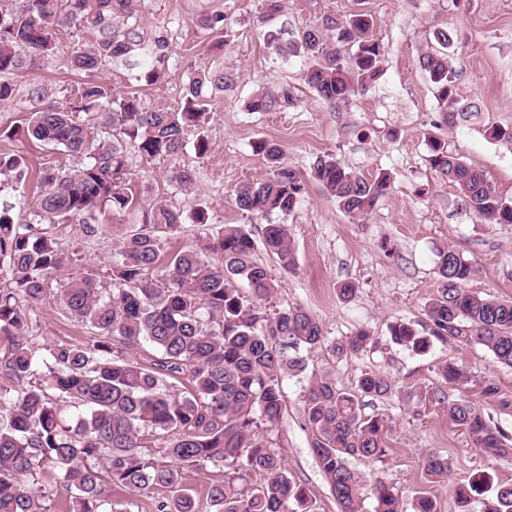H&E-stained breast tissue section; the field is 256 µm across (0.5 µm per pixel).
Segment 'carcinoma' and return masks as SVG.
I'll return each instance as SVG.
<instances>
[{"label": "carcinoma", "instance_id": "obj_1", "mask_svg": "<svg viewBox=\"0 0 512 512\" xmlns=\"http://www.w3.org/2000/svg\"><path fill=\"white\" fill-rule=\"evenodd\" d=\"M14 8L0 3V75L32 69L39 57L59 52L55 34L73 28L93 35L63 66L93 74L112 64L147 61L134 79L158 82L168 60V41L160 33H140L138 0H21ZM283 0H262L259 23L272 49L283 59L305 62L304 82L330 106L349 100L355 89L382 77L385 50L374 36L367 13L327 14L284 43L274 30ZM437 46L419 56L420 67L436 88L441 123L452 128L465 108L456 93V74L447 49L453 36L435 31ZM355 51L344 56L343 47ZM233 84L224 70L191 77L178 112L146 108L135 96L93 79L75 91L69 107L46 106L47 89L28 92L29 138L47 143L78 161L50 168L41 176L30 219L13 220L24 203L0 200V512H50L48 477L70 494V512H116L112 490H151L156 512H198L183 486V475L210 465L224 467V480L207 489L214 512H319L308 489L288 472L269 435L286 408L285 377L307 376L304 420L311 447L329 480L339 512H365L363 490L370 487L372 512H404L397 488L381 479L367 483L353 459L380 461L387 455V419L363 412L364 398H384L392 385L383 374L362 373L356 389L344 390L330 374H307L305 353L326 349L333 356L357 354L374 344L361 330L349 340L330 341L318 318L293 305L274 313L265 303L276 285L255 259L258 249L285 270L297 264L286 224H267L256 239L243 225L215 228L199 244L164 254V241L186 222L211 227L208 208L186 212L157 202L141 211L112 254L113 279L106 288L93 274L69 277L58 288L60 304L74 320L96 333L92 345L56 343L47 354L27 338L22 304L34 306L71 261L69 246L50 231L55 224H79L94 236L97 215L123 217L137 210L127 180L129 155L149 161L186 151L187 129L197 158L207 156L208 96ZM291 104L288 94L262 93L249 108L270 112ZM252 148L264 160V174L239 184L236 207L253 219L272 212L285 216L299 205L305 184L282 162L281 147L257 140ZM431 167L454 185L476 216L512 224V200L501 196L485 174L431 142ZM25 158L0 154V179L26 178ZM311 177L352 219L370 214L392 190L386 173L366 177L333 157L323 156ZM170 182L188 194L196 171L179 167ZM164 266L163 277L154 271ZM436 292L423 306L419 324L390 326L392 338L414 350L437 341L450 347L481 345L496 363L512 368V299L482 295L467 288L473 264L454 247L436 249ZM245 282L252 298L237 288ZM145 343L156 351L139 362L134 351ZM442 385L431 402L448 421L465 429L487 457L512 456V436L473 402L457 395L471 381L468 370L450 359L437 367ZM186 376L181 391L174 382ZM431 483L448 479V459L437 452L424 458ZM259 480L252 483L248 476ZM458 512H512V481L493 482L482 472L456 488Z\"/></svg>", "mask_w": 512, "mask_h": 512}]
</instances>
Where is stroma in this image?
<instances>
[{
    "label": "stroma",
    "instance_id": "obj_1",
    "mask_svg": "<svg viewBox=\"0 0 512 512\" xmlns=\"http://www.w3.org/2000/svg\"><path fill=\"white\" fill-rule=\"evenodd\" d=\"M139 10L145 32L163 30L169 42L161 81L151 86L136 82L122 66L96 72L95 80L138 96L144 106L171 111L181 108L184 87L195 72L220 67L232 72L235 82L211 103L205 158L190 149L150 162L131 158L128 179L138 202L148 205L164 199L184 209L194 199L209 207L213 223L242 224L256 235L265 224H288L296 268L288 271L265 253L257 255L277 286L270 310L298 304L316 315L329 339L344 341L364 329L375 340L373 347L355 355L310 352V371L330 373L346 389L354 388L366 371L387 375L393 382L391 395L365 406L366 413L388 418L390 452L381 462L355 461L356 469L396 486L404 503L430 496L437 512H457L455 490L477 472L511 480L512 457H485L437 407L427 401L406 404L402 394L440 386L438 365L455 357L476 378L462 386V395L512 434V369L495 363L480 345L453 348L436 342L422 351L411 350L392 340L389 327L422 320L423 305L436 289L435 250L446 245L458 248L476 266L470 289L512 298V224L477 218L465 209L457 189L429 164L431 141L446 142L467 164L483 170L503 197L512 199V147L486 134L492 126H512V0H285L277 27L288 40L298 39L328 13L366 12L374 18V35L385 50L383 76L337 107L324 103L304 84L300 59H277L257 21L260 0H140ZM215 13L225 16L223 32L199 24L201 17ZM440 28L455 33L448 55L457 75V93L480 112L478 119L452 128L439 123L435 88L418 64L419 53L433 43ZM34 80L46 87L47 104L66 105L82 76L63 68L59 58L38 59L33 72L14 76L19 97L0 105V129H11L13 135L0 136V153L24 155L28 174L0 190V198L11 202L33 200L40 173L68 162L53 147L35 144L23 134L30 117L23 97ZM262 90L288 92L293 101L272 112L247 111L249 97ZM263 138L279 143L284 163L301 173H309L316 157L328 155L368 177L388 173L393 189L359 221L340 211L310 180L292 214L247 219L235 206L233 191L263 173L264 162L252 150L253 142ZM180 166L197 172L191 194L179 193L169 183L170 172ZM98 223L104 232L93 237L75 224L56 225V233L77 256L66 276L91 273L110 283L113 249L126 225L109 215L99 216ZM347 280L357 286L349 302L336 292ZM26 319L29 338L42 348L86 345L94 336L51 295L27 311ZM483 379L497 384L494 400L480 396L477 383ZM304 388V380L284 378L286 410L272 439L289 472L316 498L320 512H339L310 448ZM431 452L448 458L447 481L425 480L423 459Z\"/></svg>",
    "mask_w": 512,
    "mask_h": 512
}]
</instances>
